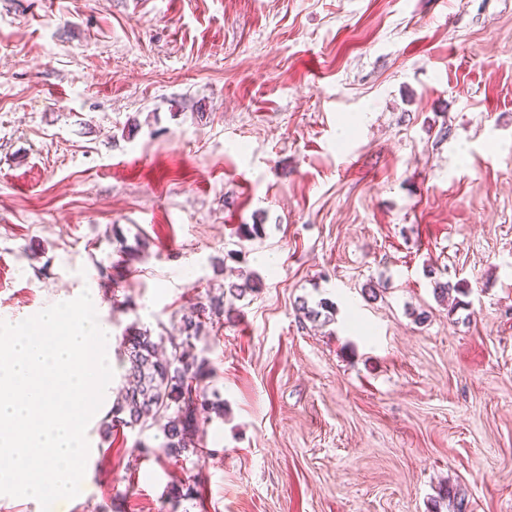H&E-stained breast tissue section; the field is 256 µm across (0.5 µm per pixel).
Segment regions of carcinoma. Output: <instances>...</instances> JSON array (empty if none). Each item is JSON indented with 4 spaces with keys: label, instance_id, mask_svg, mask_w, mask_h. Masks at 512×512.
<instances>
[{
    "label": "carcinoma",
    "instance_id": "cac0c4a2",
    "mask_svg": "<svg viewBox=\"0 0 512 512\" xmlns=\"http://www.w3.org/2000/svg\"><path fill=\"white\" fill-rule=\"evenodd\" d=\"M243 282H230L219 292L207 290L206 301L180 316L176 332L162 329L153 334L133 324L122 333L120 350L130 385L103 419L100 432L112 439L114 429L129 428L144 432L155 426L162 433L158 452L165 456H199L205 447L206 430L201 423L211 415H224V403L211 400L200 382L213 374L209 360L201 355L196 342L208 335L209 328L224 316V301L238 300L256 290L249 275ZM455 292L467 295L459 282L435 283L434 293L443 301ZM167 498L175 506L184 500H199L196 486L173 482Z\"/></svg>",
    "mask_w": 512,
    "mask_h": 512
}]
</instances>
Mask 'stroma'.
<instances>
[{
    "label": "stroma",
    "instance_id": "1",
    "mask_svg": "<svg viewBox=\"0 0 512 512\" xmlns=\"http://www.w3.org/2000/svg\"><path fill=\"white\" fill-rule=\"evenodd\" d=\"M230 249L203 457L90 431L53 512H512V0H0V320L170 328Z\"/></svg>",
    "mask_w": 512,
    "mask_h": 512
}]
</instances>
